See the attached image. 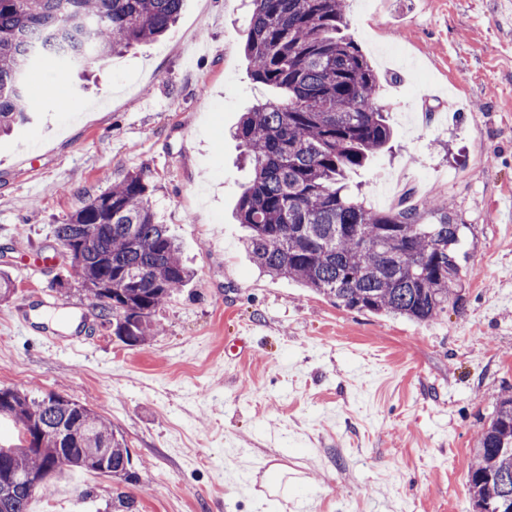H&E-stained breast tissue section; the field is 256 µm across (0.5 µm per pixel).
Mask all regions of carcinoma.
<instances>
[{
	"label": "carcinoma",
	"instance_id": "carcinoma-1",
	"mask_svg": "<svg viewBox=\"0 0 512 512\" xmlns=\"http://www.w3.org/2000/svg\"><path fill=\"white\" fill-rule=\"evenodd\" d=\"M183 0H0V130L31 110L27 74L48 58L97 61L165 34ZM244 54L250 78L277 92L244 113L236 137L252 179L237 218L246 251L274 277L301 282L349 310L425 323L448 307L460 275L461 225L439 198L388 211L365 207L349 175L391 141L377 103L380 76L344 34L342 0H250ZM140 170L87 198L63 224L60 242L73 281L96 299L112 333L137 345L158 332L153 315L194 273L149 204ZM435 219L422 223L423 215ZM135 272L140 284L122 287ZM112 282V289L105 288ZM112 292V303L102 300ZM0 415L21 426L23 443L0 448V512H28L45 480L66 468L128 481L123 435L105 417L56 393L0 388ZM62 457L66 464L52 466ZM468 483L476 512H502L512 499V396L500 400L475 449Z\"/></svg>",
	"mask_w": 512,
	"mask_h": 512
}]
</instances>
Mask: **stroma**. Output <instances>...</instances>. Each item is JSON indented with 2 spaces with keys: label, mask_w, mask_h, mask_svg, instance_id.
<instances>
[{
  "label": "stroma",
  "mask_w": 512,
  "mask_h": 512,
  "mask_svg": "<svg viewBox=\"0 0 512 512\" xmlns=\"http://www.w3.org/2000/svg\"><path fill=\"white\" fill-rule=\"evenodd\" d=\"M347 35L381 76L389 149L354 177L385 209L448 200L462 225L458 305L418 324L337 306L258 271L236 204L250 179L233 132L267 91L243 55L248 0H185L170 32L105 61L33 71L28 122L0 135V388L55 392L124 436L129 481L72 470L29 512H260L264 468L300 474L272 512H473L467 474L512 394V16L494 0H348ZM81 102L64 111L41 80ZM149 170L151 207L194 280L129 346L91 299L61 292L54 232L85 196ZM81 331L83 343L69 346Z\"/></svg>",
  "instance_id": "1"
}]
</instances>
